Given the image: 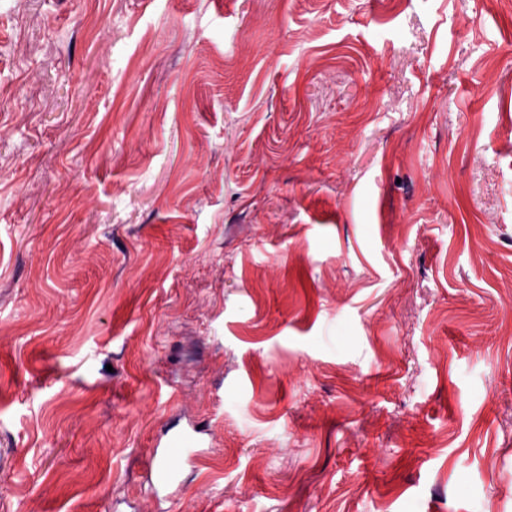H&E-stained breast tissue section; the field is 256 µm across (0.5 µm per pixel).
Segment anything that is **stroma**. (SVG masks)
Segmentation results:
<instances>
[{"label":"stroma","instance_id":"obj_1","mask_svg":"<svg viewBox=\"0 0 512 512\" xmlns=\"http://www.w3.org/2000/svg\"><path fill=\"white\" fill-rule=\"evenodd\" d=\"M510 43L488 0H0V512H512ZM199 431L195 428H168L157 439L150 453L148 471L153 475L151 488L154 493L166 490L178 479L180 468L192 461L199 448Z\"/></svg>","mask_w":512,"mask_h":512}]
</instances>
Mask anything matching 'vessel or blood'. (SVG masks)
I'll list each match as a JSON object with an SVG mask.
<instances>
[{"label":"vessel or blood","instance_id":"b4317fda","mask_svg":"<svg viewBox=\"0 0 512 512\" xmlns=\"http://www.w3.org/2000/svg\"><path fill=\"white\" fill-rule=\"evenodd\" d=\"M200 444L196 428H168L155 441L150 453L148 471L152 475L151 488L160 492L174 485L181 467L193 460Z\"/></svg>","mask_w":512,"mask_h":512}]
</instances>
